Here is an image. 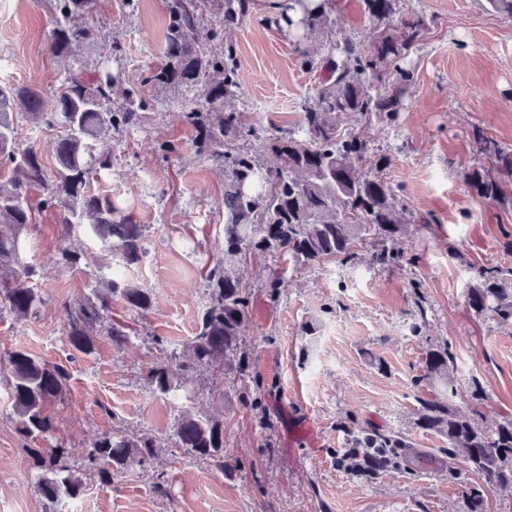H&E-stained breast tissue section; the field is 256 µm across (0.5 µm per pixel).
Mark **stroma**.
<instances>
[{
    "label": "stroma",
    "mask_w": 512,
    "mask_h": 512,
    "mask_svg": "<svg viewBox=\"0 0 512 512\" xmlns=\"http://www.w3.org/2000/svg\"><path fill=\"white\" fill-rule=\"evenodd\" d=\"M277 2L254 0L233 32L237 107L253 127L294 129L315 84L275 22ZM169 5L95 0L83 23L95 29L96 42L62 59L48 45L46 0H0V87L48 92L68 72L90 82L105 69L121 90L143 86L164 60ZM398 8L434 20L409 57L415 83L393 122L360 121L352 131L372 147L360 173L379 174L408 209L404 259L391 269L371 265L367 239L345 262L295 267L251 256L245 347L265 388L259 410L221 391L220 377L206 371L190 377L179 400L155 394L143 378L157 347L178 352L195 335L207 302L202 273L224 246V175L197 152V131L185 118L190 93L143 86L153 104L146 123L113 132L110 167L92 182L145 229L142 261L112 259L124 280L153 297L144 313L113 302V319L134 329L125 348L106 336L90 356L69 347L58 305L81 297L99 269L64 266L55 212H36L22 258L47 303L23 321L0 312V361L23 350L69 369L68 391L52 409L63 447H86L115 429L149 433L158 446L155 460L132 466L112 486L88 484L71 512H464L465 491L483 487L477 473L449 471L447 439L418 428L415 413L421 401L437 398L463 410L476 406L488 428L512 418V325L476 313L467 299L479 268L512 270V179L498 201L481 199L468 180L493 169L474 130L512 152V18L486 0H399ZM335 18L340 39L365 41L374 28L361 0H338ZM164 141L178 144V154L161 158L156 148ZM273 278L287 283L275 300L267 288ZM439 346L454 356L453 394L422 379L427 351ZM190 404L223 419L224 449L235 461L230 473L176 447L174 420ZM305 418L317 434L312 445L289 434L291 421ZM361 430L403 437L424 454L420 469L370 476L337 466ZM29 446L0 386V512H43L42 471ZM160 472L167 479L161 492Z\"/></svg>",
    "instance_id": "35a3bbf8"
}]
</instances>
